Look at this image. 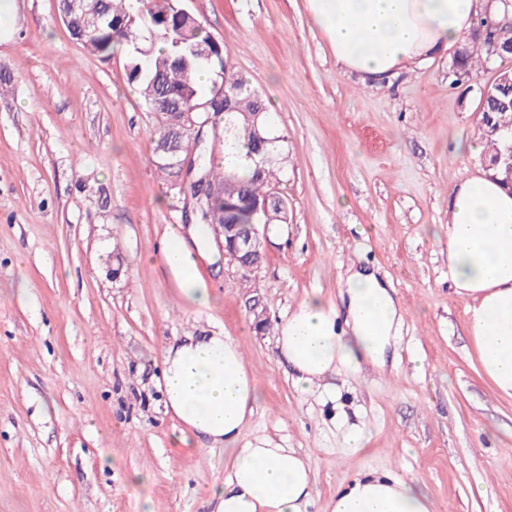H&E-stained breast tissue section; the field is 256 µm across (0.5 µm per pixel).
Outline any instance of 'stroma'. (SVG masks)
<instances>
[{
  "label": "stroma",
  "instance_id": "1",
  "mask_svg": "<svg viewBox=\"0 0 512 512\" xmlns=\"http://www.w3.org/2000/svg\"><path fill=\"white\" fill-rule=\"evenodd\" d=\"M57 4L0 14V512H215L229 453L177 444L157 389L164 345L212 333L239 341L257 381L244 439L309 460L308 512L367 469L417 476L436 512H512V400L481 372L447 237L451 189L484 169L455 146L485 144L481 92L512 57L457 82L443 54L373 85L337 65L304 0H182L257 89L287 157V224L251 271L198 258L215 295L199 308L162 257L186 201L153 165L127 52L90 54ZM352 269L393 288L402 321L385 373L338 371L324 402L295 388L276 336L309 295L338 305Z\"/></svg>",
  "mask_w": 512,
  "mask_h": 512
}]
</instances>
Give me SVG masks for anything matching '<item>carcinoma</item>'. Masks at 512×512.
Listing matches in <instances>:
<instances>
[{
    "mask_svg": "<svg viewBox=\"0 0 512 512\" xmlns=\"http://www.w3.org/2000/svg\"><path fill=\"white\" fill-rule=\"evenodd\" d=\"M103 21L86 33L80 42L104 59L120 46L128 47L126 76L150 110L156 112L154 141L164 139L172 127L167 112H157L165 96L199 106L212 96V88L202 89L196 80L201 70L213 74V81L224 85L235 112L226 116L224 163L208 150L207 143L186 137L179 143L180 154L191 158L208 175L217 189L197 209L193 221L209 224L213 233L223 232L225 224H255L251 202L263 201L277 193L284 157L279 138L270 135L266 108L256 89L243 75L226 64L222 45L213 41L196 16L178 12L180 0H102ZM460 72L472 77L489 63L486 52L469 51L456 60ZM247 152L256 150L268 156L259 173L252 160L241 155L239 143Z\"/></svg>",
    "mask_w": 512,
    "mask_h": 512,
    "instance_id": "obj_1",
    "label": "carcinoma"
}]
</instances>
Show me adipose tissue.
<instances>
[{"instance_id":"adipose-tissue-1","label":"adipose tissue","mask_w":512,"mask_h":512,"mask_svg":"<svg viewBox=\"0 0 512 512\" xmlns=\"http://www.w3.org/2000/svg\"><path fill=\"white\" fill-rule=\"evenodd\" d=\"M312 23L337 64L362 79L381 81L448 52L471 32L478 0H305ZM205 224L170 227L163 256L182 294L198 307L211 292L201 285L194 250L213 247ZM448 279L469 303L468 329L480 367L495 391L512 399V191L492 174L475 175L452 192L448 219ZM345 316L317 295L281 325L277 346L295 371L301 393L332 396L326 378L342 367L384 369L401 321V306L372 273L346 280ZM164 407L192 436L230 446L224 478L209 495L217 512H306L315 494L309 462L264 436H241L258 399L256 380L239 343L218 333L185 336L163 350ZM330 512H433L413 477L367 471L336 492Z\"/></svg>"}]
</instances>
